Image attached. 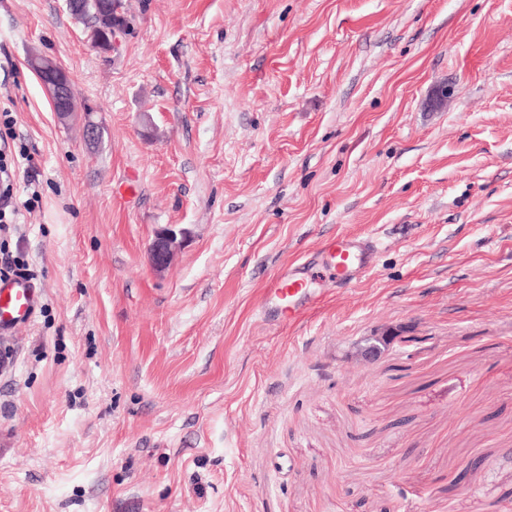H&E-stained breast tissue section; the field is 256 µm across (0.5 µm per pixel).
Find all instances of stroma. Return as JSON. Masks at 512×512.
I'll return each instance as SVG.
<instances>
[{"mask_svg":"<svg viewBox=\"0 0 512 512\" xmlns=\"http://www.w3.org/2000/svg\"><path fill=\"white\" fill-rule=\"evenodd\" d=\"M121 3L103 54L0 0V254L41 290L0 335V512H512V0ZM339 233L375 244L350 286ZM301 263L318 300L262 322ZM34 67L39 80L50 93L58 116L64 118L68 112H75V100L70 104L68 112H63L65 105L75 96L74 85L68 74L54 62L34 64ZM185 238L183 229L163 227L156 231L150 244L149 255L152 266L156 270L165 269L173 259L176 251L181 247ZM403 339L402 336L383 333L364 336L356 344V356L361 361H376L388 354L391 345L397 339Z\"/></svg>","mask_w":512,"mask_h":512,"instance_id":"obj_1","label":"stroma"}]
</instances>
